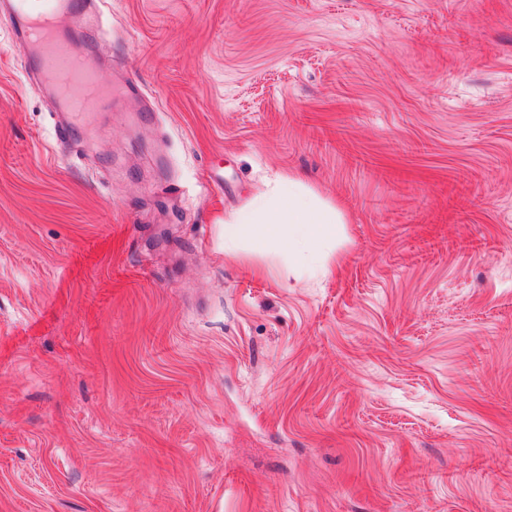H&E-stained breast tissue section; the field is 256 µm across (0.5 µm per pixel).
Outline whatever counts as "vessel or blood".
Wrapping results in <instances>:
<instances>
[{
    "mask_svg": "<svg viewBox=\"0 0 512 512\" xmlns=\"http://www.w3.org/2000/svg\"><path fill=\"white\" fill-rule=\"evenodd\" d=\"M20 28L22 50L52 86L70 117L60 137L73 130L72 120L89 122L106 87L99 59L106 51L96 34L92 0H6Z\"/></svg>",
    "mask_w": 512,
    "mask_h": 512,
    "instance_id": "1",
    "label": "vessel or blood"
}]
</instances>
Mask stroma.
Returning <instances> with one entry per match:
<instances>
[{
    "label": "stroma",
    "mask_w": 512,
    "mask_h": 512,
    "mask_svg": "<svg viewBox=\"0 0 512 512\" xmlns=\"http://www.w3.org/2000/svg\"><path fill=\"white\" fill-rule=\"evenodd\" d=\"M57 140L0 15V512H512V0H103ZM329 272L224 254L279 174Z\"/></svg>",
    "instance_id": "35a3bbf8"
}]
</instances>
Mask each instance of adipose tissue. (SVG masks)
<instances>
[{
  "label": "adipose tissue",
  "instance_id": "ef3b65f1",
  "mask_svg": "<svg viewBox=\"0 0 512 512\" xmlns=\"http://www.w3.org/2000/svg\"><path fill=\"white\" fill-rule=\"evenodd\" d=\"M345 222L336 206L322 200L299 180L282 176L251 206L224 224V250L237 254L241 244L255 253L281 247L293 272L327 266Z\"/></svg>",
  "mask_w": 512,
  "mask_h": 512
}]
</instances>
